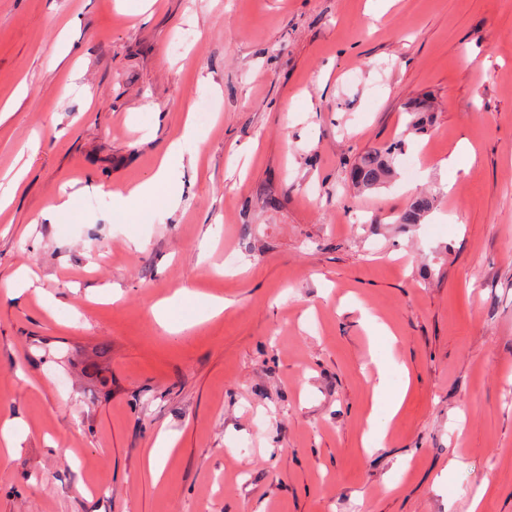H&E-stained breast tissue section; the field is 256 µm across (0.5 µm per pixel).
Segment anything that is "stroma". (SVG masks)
<instances>
[{"instance_id":"1","label":"stroma","mask_w":512,"mask_h":512,"mask_svg":"<svg viewBox=\"0 0 512 512\" xmlns=\"http://www.w3.org/2000/svg\"><path fill=\"white\" fill-rule=\"evenodd\" d=\"M377 9L0 0V184L26 171L0 211V423L25 431L0 512H468L479 491L512 512V0ZM190 110L179 207L123 220L111 191L152 174ZM398 139L394 177L350 187ZM463 140L474 161L441 168ZM64 186L68 221L47 212ZM422 192L433 209L398 223ZM23 267L43 298L8 296ZM180 288L230 305H176L194 326L172 334L153 307ZM365 308L408 388L368 449L386 347ZM162 430L178 442L155 482Z\"/></svg>"}]
</instances>
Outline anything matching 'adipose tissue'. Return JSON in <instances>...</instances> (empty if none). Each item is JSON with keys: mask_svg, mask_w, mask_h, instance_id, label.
Segmentation results:
<instances>
[{"mask_svg": "<svg viewBox=\"0 0 512 512\" xmlns=\"http://www.w3.org/2000/svg\"><path fill=\"white\" fill-rule=\"evenodd\" d=\"M199 137V128L194 119H187L181 134L170 142L149 179L137 184L129 193L113 192V209L126 218L143 224L153 219L156 204L160 203L171 209L178 208L181 194L169 181V169L175 159L182 157L187 145L198 141Z\"/></svg>", "mask_w": 512, "mask_h": 512, "instance_id": "adipose-tissue-1", "label": "adipose tissue"}]
</instances>
